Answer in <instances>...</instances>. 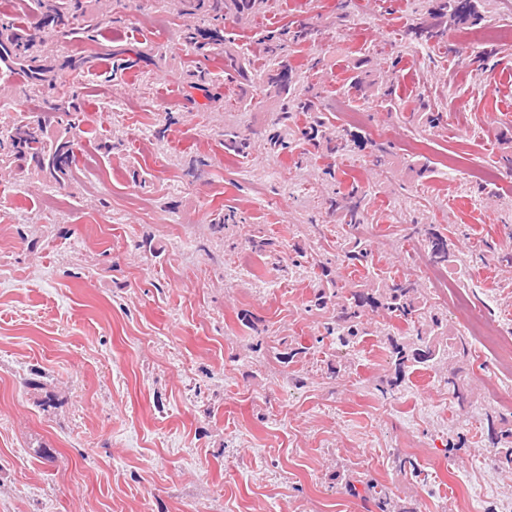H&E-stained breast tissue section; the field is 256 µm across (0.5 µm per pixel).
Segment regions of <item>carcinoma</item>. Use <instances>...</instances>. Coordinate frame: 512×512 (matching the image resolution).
I'll return each instance as SVG.
<instances>
[{
  "mask_svg": "<svg viewBox=\"0 0 512 512\" xmlns=\"http://www.w3.org/2000/svg\"><path fill=\"white\" fill-rule=\"evenodd\" d=\"M473 0H442L439 12L435 17L439 24L455 25L471 14ZM262 0H181L184 10L193 14L201 13L211 21L221 24L224 16L232 13L238 17L256 13ZM79 17L87 18L83 30L92 41L95 34L102 32L103 19L92 17L87 13L85 0H54L46 6L41 19V27L56 32L71 30L73 21ZM183 42L193 51L203 55H224V74L234 73L247 76L248 62L232 52L224 49V36L217 28H188L183 32ZM47 53L45 40L15 22L0 21V63L14 69L33 88L46 87L56 91V99L52 110L67 117V138L52 137L45 125L35 124L24 118H15L0 131V161L24 169L29 164L35 167L50 180L61 184L72 176L74 160L72 155L78 146V139L87 135L94 139L95 130L81 128L79 108L76 103L77 93L74 91H58V74L53 68L43 64ZM291 68L286 65L267 75L266 94L281 102L282 126H288L298 116L305 117L309 128L300 131L301 136H308V130L319 131L326 127L320 112L312 111V105L306 101L288 98L290 90ZM249 147L248 138L235 130L224 132V148L240 155ZM328 209L341 211L339 220L343 224H358L359 212L357 204L342 203L334 197L326 199ZM424 237L431 257L437 262L448 260L450 243L448 236L433 226L424 229ZM344 262L353 267H367L372 263L370 252L365 242L354 240L349 242L343 254ZM312 307L323 311L334 306L336 314L333 325L327 332L336 335V340L343 347H350L361 336L366 334L362 320L363 308L366 306L382 308L390 317L396 319L401 327L415 332L420 346L394 343L391 348L396 373H401L409 362L425 364L434 361L439 353L433 348V337L445 333L448 319L443 314L432 310L424 303L415 301V287L407 280L383 278L377 280V287L370 293L353 292L348 297L339 296V292L324 288L317 290ZM492 444L505 448L506 460L512 462V429L496 430L489 427Z\"/></svg>",
  "mask_w": 512,
  "mask_h": 512,
  "instance_id": "cac0c4a2",
  "label": "carcinoma"
}]
</instances>
